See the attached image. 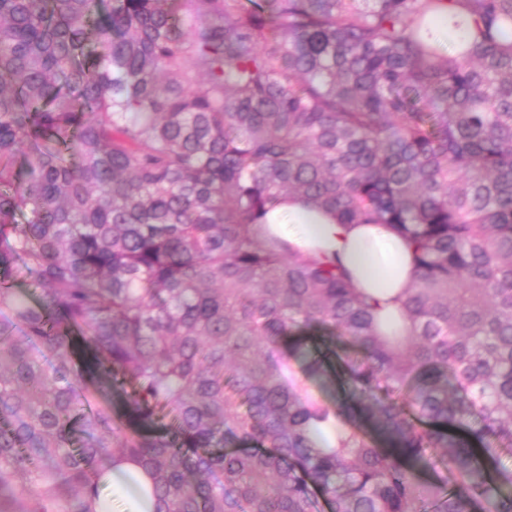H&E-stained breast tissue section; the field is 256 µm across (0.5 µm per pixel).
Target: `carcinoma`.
Returning a JSON list of instances; mask_svg holds the SVG:
<instances>
[{"mask_svg":"<svg viewBox=\"0 0 512 512\" xmlns=\"http://www.w3.org/2000/svg\"><path fill=\"white\" fill-rule=\"evenodd\" d=\"M290 198L405 239L409 335ZM0 313V512H512V0H0ZM98 512H152L151 480L138 465L123 462L100 478Z\"/></svg>","mask_w":512,"mask_h":512,"instance_id":"obj_1","label":"carcinoma"}]
</instances>
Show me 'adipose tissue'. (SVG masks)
<instances>
[{"instance_id":"ef3b65f1","label":"adipose tissue","mask_w":512,"mask_h":512,"mask_svg":"<svg viewBox=\"0 0 512 512\" xmlns=\"http://www.w3.org/2000/svg\"><path fill=\"white\" fill-rule=\"evenodd\" d=\"M267 234L286 237L305 254L336 259L356 288L379 305L384 333H408L401 311L403 291L414 275L405 240L380 224H344L331 212L301 199L282 203L265 217ZM99 512H152L151 480L138 465L123 462L100 478Z\"/></svg>"}]
</instances>
